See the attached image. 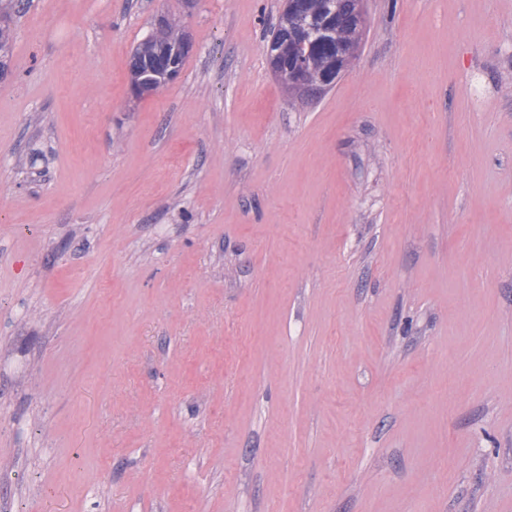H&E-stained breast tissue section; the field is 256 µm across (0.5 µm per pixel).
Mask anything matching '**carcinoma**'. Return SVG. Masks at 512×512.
<instances>
[{
  "label": "carcinoma",
  "mask_w": 512,
  "mask_h": 512,
  "mask_svg": "<svg viewBox=\"0 0 512 512\" xmlns=\"http://www.w3.org/2000/svg\"><path fill=\"white\" fill-rule=\"evenodd\" d=\"M22 0H0V75L7 69L12 53L13 12ZM364 0H296L284 4L266 46L276 52L269 59L272 72L288 94L305 102L321 97L334 81L324 80L327 72L340 77L359 56L366 28ZM183 39L179 21L156 28L132 52L131 86L149 94L173 81L158 59V50L178 47Z\"/></svg>",
  "instance_id": "obj_1"
}]
</instances>
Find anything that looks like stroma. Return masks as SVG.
I'll return each instance as SVG.
<instances>
[{
    "instance_id": "1",
    "label": "stroma",
    "mask_w": 512,
    "mask_h": 512,
    "mask_svg": "<svg viewBox=\"0 0 512 512\" xmlns=\"http://www.w3.org/2000/svg\"><path fill=\"white\" fill-rule=\"evenodd\" d=\"M366 5L310 104L282 0L16 18L0 512H512V0ZM183 30L179 21L170 16L169 22L160 28H155L142 42H140L132 52L130 62V81L131 86L139 88L142 93L149 94L173 81V78L167 74L166 58L169 53H160L162 62L158 59V50L167 47L173 50L178 47L183 39ZM193 46L190 39L185 36L179 51L185 55H177L175 62V78L179 75L186 55H188Z\"/></svg>"
}]
</instances>
